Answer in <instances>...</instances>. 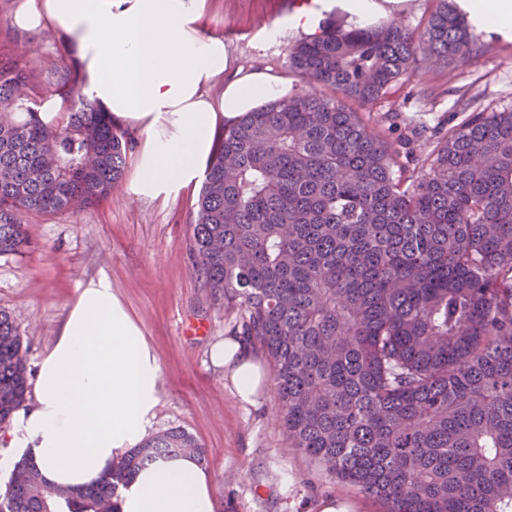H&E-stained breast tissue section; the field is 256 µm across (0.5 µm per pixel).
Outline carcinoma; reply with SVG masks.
<instances>
[{
    "label": "carcinoma",
    "instance_id": "1",
    "mask_svg": "<svg viewBox=\"0 0 512 512\" xmlns=\"http://www.w3.org/2000/svg\"><path fill=\"white\" fill-rule=\"evenodd\" d=\"M423 31L399 18L297 41L298 91L224 128L196 201L190 251L240 335L273 364L288 447L384 512H512V110L437 127L419 150L366 108L428 62L480 52L455 0ZM45 123L26 51L0 52V255L28 244L22 213L95 206L122 180L131 138L77 90ZM26 354L0 310V427L22 405ZM172 428L82 490L29 462L0 512H119V487L172 454Z\"/></svg>",
    "mask_w": 512,
    "mask_h": 512
}]
</instances>
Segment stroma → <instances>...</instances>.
<instances>
[{
  "instance_id": "1",
  "label": "stroma",
  "mask_w": 512,
  "mask_h": 512,
  "mask_svg": "<svg viewBox=\"0 0 512 512\" xmlns=\"http://www.w3.org/2000/svg\"><path fill=\"white\" fill-rule=\"evenodd\" d=\"M291 12L288 0H206L202 33L223 37L233 66L285 74L291 45L304 36L285 25ZM15 37L31 49L37 79L51 93L61 44L44 33ZM472 98L512 110V41L484 33L478 57L428 64L421 78L393 83L372 110L392 113L406 136L415 125L458 122ZM134 172L127 165L122 184L95 207L23 215L30 246L0 256V309L14 319L28 374L52 345L79 283L107 271L160 359L153 430L180 427L196 438L214 477L215 512H321L329 502L343 512H381L378 502L289 447L273 384L246 407L211 364L210 347L230 336L235 315L214 301L193 268L189 237L200 187L144 198L134 191ZM195 324L205 335H189Z\"/></svg>"
}]
</instances>
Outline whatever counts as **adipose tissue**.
<instances>
[{
    "label": "adipose tissue",
    "instance_id": "adipose-tissue-1",
    "mask_svg": "<svg viewBox=\"0 0 512 512\" xmlns=\"http://www.w3.org/2000/svg\"><path fill=\"white\" fill-rule=\"evenodd\" d=\"M206 0H16L13 26L47 32L67 49L80 94L112 122L142 131L139 195L155 198L196 180L220 124L287 96L268 70L232 68L222 38L198 28ZM479 29L512 41V0H457ZM223 79L213 100L208 82ZM239 400L255 404L262 367L245 341L215 343ZM160 362L102 272L82 282L39 362L33 401L0 430V473L34 463L48 485L83 489L109 477L153 426ZM120 512H214V481L193 454L159 460L119 488Z\"/></svg>",
    "mask_w": 512,
    "mask_h": 512
}]
</instances>
